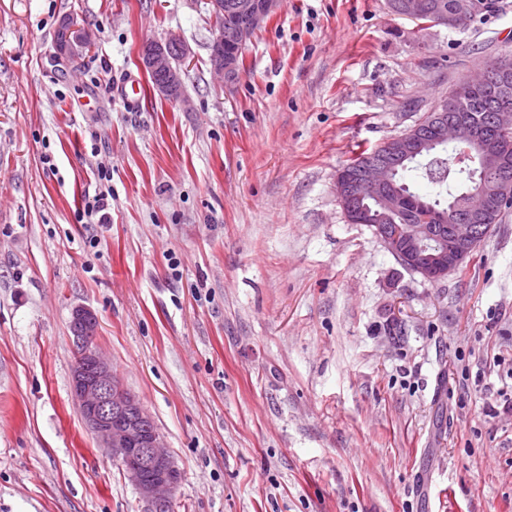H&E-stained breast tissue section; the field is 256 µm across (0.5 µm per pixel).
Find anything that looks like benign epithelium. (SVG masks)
Segmentation results:
<instances>
[{"mask_svg":"<svg viewBox=\"0 0 512 512\" xmlns=\"http://www.w3.org/2000/svg\"><path fill=\"white\" fill-rule=\"evenodd\" d=\"M279 0H233L232 14L239 21L237 50L224 52V37H218L210 55L214 73L232 85L241 75L238 60L254 33L276 13ZM432 7L429 0H405L399 14L415 19ZM476 0H451L448 8L438 12V23L458 28L474 14ZM92 43L93 33L82 26L64 30L63 45L72 42ZM193 56L185 42L171 44L155 41L149 48L142 47V67L164 80L156 84L159 95L170 101H181L182 75L186 62ZM489 121L499 133L512 132V107L501 106L489 113ZM441 142L474 146L485 159L503 164L498 141H485L480 131L461 117H450L441 112L433 130ZM389 155L368 161L361 171L337 181V197L347 216L354 223L363 222L367 203L375 206L374 233L402 266L413 270L423 280L437 282L457 272L472 256L489 228L477 223L486 213L490 184L475 191L468 207L461 213L447 215L427 213L423 224H383L381 220L397 212L399 197L393 190V163L418 154L428 143L419 135L418 128L388 139ZM447 225L448 234L438 235V225ZM99 320L91 310L78 307L72 312L71 330L81 345L72 374V398L87 429L112 457L123 464L147 512H172L173 495L179 484L177 464L166 449L163 437L154 427L151 414L139 398L117 378L110 362L94 343Z\"/></svg>","mask_w":512,"mask_h":512,"instance_id":"benign-epithelium-1","label":"benign epithelium"}]
</instances>
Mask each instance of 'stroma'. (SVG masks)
<instances>
[{
	"label": "stroma",
	"instance_id": "stroma-1",
	"mask_svg": "<svg viewBox=\"0 0 512 512\" xmlns=\"http://www.w3.org/2000/svg\"><path fill=\"white\" fill-rule=\"evenodd\" d=\"M67 16L95 41L59 61ZM217 29L209 0H0V512H145L72 399L78 307L176 461L173 512H512V412L487 410L512 392V210L430 283L336 194L512 56V0L464 29L282 0L231 86ZM172 38L185 102L128 111L112 83ZM103 166L101 228L79 210Z\"/></svg>",
	"mask_w": 512,
	"mask_h": 512
}]
</instances>
